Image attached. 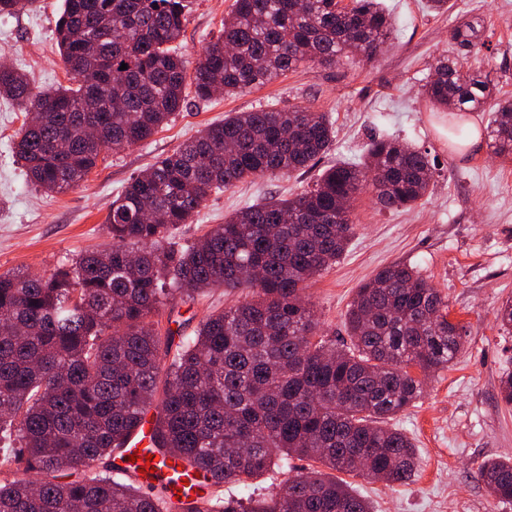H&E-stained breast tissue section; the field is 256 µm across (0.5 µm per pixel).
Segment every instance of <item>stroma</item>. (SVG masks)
<instances>
[{
  "label": "stroma",
  "mask_w": 512,
  "mask_h": 512,
  "mask_svg": "<svg viewBox=\"0 0 512 512\" xmlns=\"http://www.w3.org/2000/svg\"><path fill=\"white\" fill-rule=\"evenodd\" d=\"M394 18L388 49L375 61L310 65L264 86L231 96L189 97L181 112L147 142L106 153L78 187L48 193L27 181L12 157L26 119L0 98V273H42L71 264L81 252L103 249L112 239L105 217L113 197L132 176L172 152L230 112L294 105L330 113L336 138L327 162L365 157L372 138L393 134L429 151L438 166L428 195L410 210L382 209L369 195L358 198L354 235L341 260L306 290L328 338L345 340V314L359 286L394 262L416 266L448 297L450 319L464 325L466 339L449 368L428 376L424 396L391 424L409 435L420 468L408 482L385 484L349 476L355 492L374 512H512L490 495L478 477L488 458L512 456V405L499 393L512 372V333L500 329L495 311L512 298V160L492 154L487 139L461 150L448 138V115L427 109L422 86L436 59L449 53L450 32L477 20L485 28V66L500 91L512 96V0H449L444 13L427 0H382ZM234 0H189L178 40L196 61L216 37ZM63 0H35L0 17V62L29 75L37 91L72 81L56 44ZM317 170L258 178L212 193L192 223L175 232L191 243L236 209L270 197L301 192ZM245 289L219 287L176 301L161 329L191 335L201 316L229 307Z\"/></svg>",
  "instance_id": "35a3bbf8"
}]
</instances>
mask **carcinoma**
<instances>
[{"instance_id":"1","label":"carcinoma","mask_w":512,"mask_h":512,"mask_svg":"<svg viewBox=\"0 0 512 512\" xmlns=\"http://www.w3.org/2000/svg\"><path fill=\"white\" fill-rule=\"evenodd\" d=\"M185 10L186 0H64L56 28L72 84L35 92L0 63V97L40 110L14 142L35 186L80 185L102 153L166 125L190 86L211 98L350 54L371 62L394 24L379 0H235L189 76L174 46ZM451 41L424 99L487 113L489 147L511 156L512 101L478 58L482 25L455 26ZM334 138L330 117L309 107L231 112L130 179L106 217L109 248L49 274H0V328L10 329L0 331V512H172L167 485L115 476L114 449L151 410L154 447L200 491L182 512H372L318 469L256 498L224 497V486L248 487L291 457L387 483L415 476V444L388 421L424 393L412 369L446 368L461 349L448 298L393 263L358 288L350 341L338 345L321 337L305 290L347 250L351 201L370 193L398 209L426 197L430 152L375 139L366 160L331 164L292 197L242 207L189 245L172 242L211 192L305 171ZM243 285L251 294L209 311L194 335L160 332L157 317L174 301ZM478 476L512 502V458L484 460Z\"/></svg>"}]
</instances>
